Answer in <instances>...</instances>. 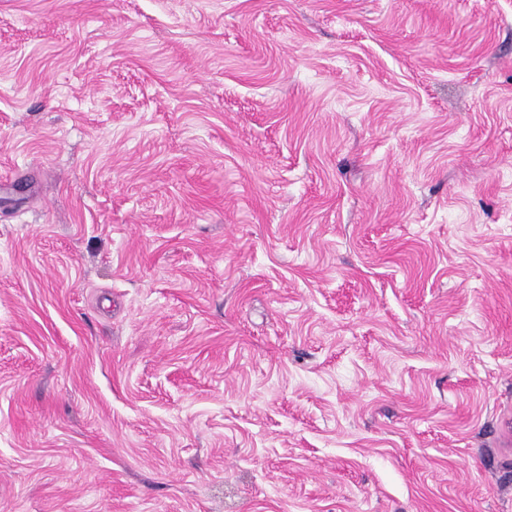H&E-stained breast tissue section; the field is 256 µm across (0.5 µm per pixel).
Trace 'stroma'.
<instances>
[{"instance_id":"35a3bbf8","label":"stroma","mask_w":512,"mask_h":512,"mask_svg":"<svg viewBox=\"0 0 512 512\" xmlns=\"http://www.w3.org/2000/svg\"><path fill=\"white\" fill-rule=\"evenodd\" d=\"M0 512H512V0H0Z\"/></svg>"}]
</instances>
